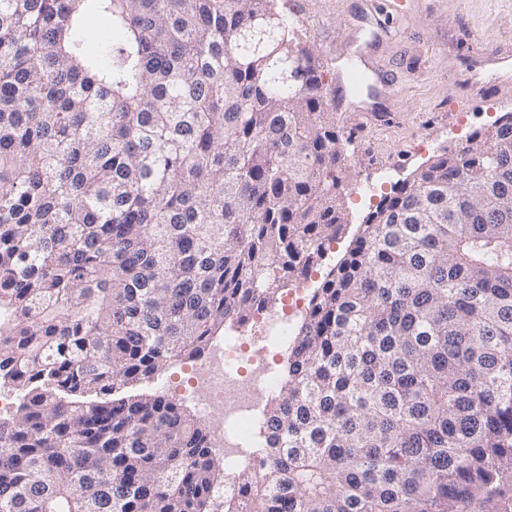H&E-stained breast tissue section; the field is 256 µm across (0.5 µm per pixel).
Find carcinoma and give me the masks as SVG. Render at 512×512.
<instances>
[{
    "instance_id": "1",
    "label": "carcinoma",
    "mask_w": 512,
    "mask_h": 512,
    "mask_svg": "<svg viewBox=\"0 0 512 512\" xmlns=\"http://www.w3.org/2000/svg\"><path fill=\"white\" fill-rule=\"evenodd\" d=\"M345 160L276 0H0V512H512V113L359 225L236 500L181 404L113 397L323 260Z\"/></svg>"
}]
</instances>
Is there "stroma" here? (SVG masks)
I'll return each instance as SVG.
<instances>
[{
    "label": "stroma",
    "instance_id": "stroma-1",
    "mask_svg": "<svg viewBox=\"0 0 512 512\" xmlns=\"http://www.w3.org/2000/svg\"><path fill=\"white\" fill-rule=\"evenodd\" d=\"M295 36L319 58L325 80L353 64L357 48L372 52L397 76L394 119L356 125L350 113L336 124L351 139L348 175L340 189L346 229L310 274L319 287L345 254L360 224L415 170L474 132L512 113V95L485 81L474 93L458 57L464 49L484 50L512 42V0H408L396 15L390 0H291ZM468 105L451 112L450 98Z\"/></svg>",
    "mask_w": 512,
    "mask_h": 512
}]
</instances>
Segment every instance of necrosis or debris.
Returning <instances> with one entry per match:
<instances>
[{"mask_svg":"<svg viewBox=\"0 0 512 512\" xmlns=\"http://www.w3.org/2000/svg\"><path fill=\"white\" fill-rule=\"evenodd\" d=\"M304 288H296L281 311L261 314L257 324L266 348L280 349L290 332L291 321L302 311ZM254 336L240 333L224 340L214 356L192 369L191 390L176 391L177 399L193 403L199 419L214 413L224 415V444L228 447L226 493H235V473L242 464H255L260 427L257 418L262 403L258 391L269 390L277 379L269 359L254 354Z\"/></svg>","mask_w":512,"mask_h":512,"instance_id":"obj_1","label":"necrosis or debris"}]
</instances>
